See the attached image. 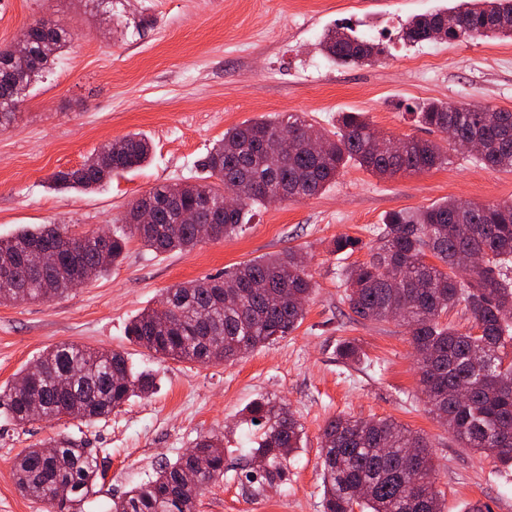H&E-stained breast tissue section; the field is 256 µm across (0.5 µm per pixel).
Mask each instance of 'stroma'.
I'll return each mask as SVG.
<instances>
[{"instance_id":"35a3bbf8","label":"stroma","mask_w":512,"mask_h":512,"mask_svg":"<svg viewBox=\"0 0 512 512\" xmlns=\"http://www.w3.org/2000/svg\"><path fill=\"white\" fill-rule=\"evenodd\" d=\"M453 0H112L99 15L86 0H0V46L30 22L48 18L72 36L56 68L32 88L17 118L0 131V237L42 224L78 234L118 231L131 204L153 188L197 182L201 163L226 129L280 112H302L332 130L340 112H360L381 134L442 141L412 109L438 99L512 109V40L428 41L406 45L408 18ZM341 24L389 43L373 63L329 59L323 34ZM143 133L149 162L113 175L93 192H59L50 176L80 167L104 144ZM494 204L512 200V172L449 152L447 164L390 179L347 166L322 194L255 208L233 236L188 252L156 253L130 238L124 259L103 277L52 301L0 305V386L59 344L125 354L155 374L157 388L105 419L15 424L0 412V512H48L22 495L13 478L19 454L59 436L84 441L104 459L106 476L85 512L113 500L175 462L198 439L224 445V476L204 490L198 512H323L320 446L338 415L389 418L431 445L443 512L481 501L512 512V470L461 447L430 414L402 322L355 320L339 274L369 260L375 229L401 210L446 199ZM361 240L336 254L337 236ZM296 249L307 258L315 291L301 325L277 343L232 362L200 364L160 357L133 343L127 328L167 290L238 263ZM359 343L360 362L341 359L342 341ZM286 406L303 427L288 463V482L249 486L243 473L255 425L245 408L257 398Z\"/></svg>"}]
</instances>
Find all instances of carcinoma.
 Listing matches in <instances>:
<instances>
[{
  "label": "carcinoma",
  "instance_id": "cac0c4a2",
  "mask_svg": "<svg viewBox=\"0 0 512 512\" xmlns=\"http://www.w3.org/2000/svg\"><path fill=\"white\" fill-rule=\"evenodd\" d=\"M443 33V41L491 35L512 39V0H461L434 13L411 17L400 38L416 45ZM70 46L69 33L54 21L29 25V48L19 54L0 49V130L15 120L30 88L50 71ZM322 46L343 65L368 64L386 55L387 47L333 28ZM418 121L441 133L456 152L474 139L485 143L476 161L493 169L512 170V110L474 108L427 101L416 107ZM381 140L360 112H340L336 130L316 127L302 113H279L272 119L245 122L224 131L205 157L203 169L221 182L162 185L139 199L155 213L153 224H134L111 234L107 257L101 258L95 234L84 235L75 250L63 237L69 232L44 224L0 239V305L17 300H49L66 294L84 268L106 275L124 258L128 236L155 252H187L202 238L197 225L178 222L181 210L207 206L201 223L214 226L216 238L235 234L256 206L288 198H310L326 190L348 165L379 178L422 172L448 160L430 140L406 137L400 148L381 149ZM320 142L324 151L312 148ZM148 138L126 135L88 157L77 169L51 177L59 190L91 192L112 174L141 167L150 159ZM232 186L238 205L224 210L223 186ZM379 246L371 260L342 272L345 303L359 320L397 319L408 329L418 355L420 383L431 410L456 438L475 452L512 466V362L505 359L512 342V201L497 204L456 200L390 214L378 228ZM56 248L62 256L50 269L34 264L29 249ZM482 256L480 265L459 278L457 256ZM438 263H430L427 256ZM312 275L292 250L256 258L224 275L181 283L168 289L156 308L130 322L135 344L165 358L201 364L231 360L289 335L304 319ZM474 319L461 331L442 322L458 302ZM17 383L0 387V407L18 425L33 419L60 420L76 404L84 417H105L133 397L153 392L154 379L136 372L121 352L62 344L44 352ZM467 396L458 399L453 390ZM262 433L252 458L263 465L248 472L251 483L273 486L287 479L288 458L301 447L302 427L283 407L257 399L248 407ZM321 478L324 512H441L435 469L427 439L391 419L336 416L322 431ZM195 470L199 483L183 474ZM18 490L55 507L81 512L104 476L98 451L73 439L59 442L55 455L42 447L25 450L14 465ZM224 476L221 440L204 437L175 463L159 468L153 479L112 502L111 512H197L203 490ZM66 497L55 496L57 486Z\"/></svg>",
  "mask_w": 512,
  "mask_h": 512
}]
</instances>
